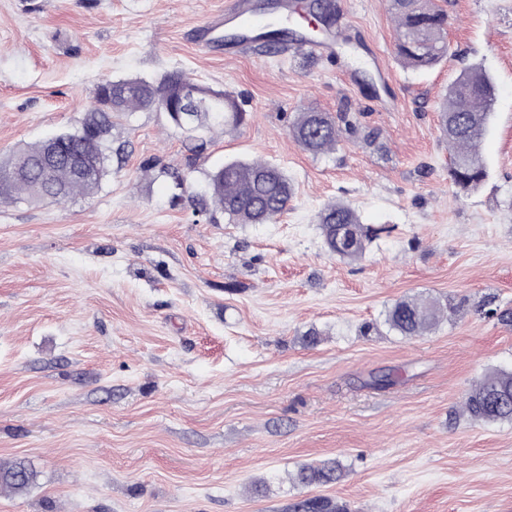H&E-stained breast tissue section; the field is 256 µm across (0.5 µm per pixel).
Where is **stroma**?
Returning <instances> with one entry per match:
<instances>
[{
	"label": "stroma",
	"mask_w": 512,
	"mask_h": 512,
	"mask_svg": "<svg viewBox=\"0 0 512 512\" xmlns=\"http://www.w3.org/2000/svg\"><path fill=\"white\" fill-rule=\"evenodd\" d=\"M224 2L0 0L1 160L76 128L112 78L179 70L247 113L199 153L164 113L117 119L125 158L94 195L0 203V465L33 474L0 485V512H512V424L463 409L512 370V0H438L448 57L426 71L397 60L390 0H327L331 61L202 54ZM471 62L497 91L487 178L463 194L439 105ZM307 109L355 129L312 155L292 135ZM235 158L292 178L275 223L195 213ZM156 160L187 174L181 198ZM333 201L389 227L359 260L324 246ZM410 297L455 311L408 339L385 314ZM327 459L336 483H295Z\"/></svg>",
	"instance_id": "obj_1"
}]
</instances>
